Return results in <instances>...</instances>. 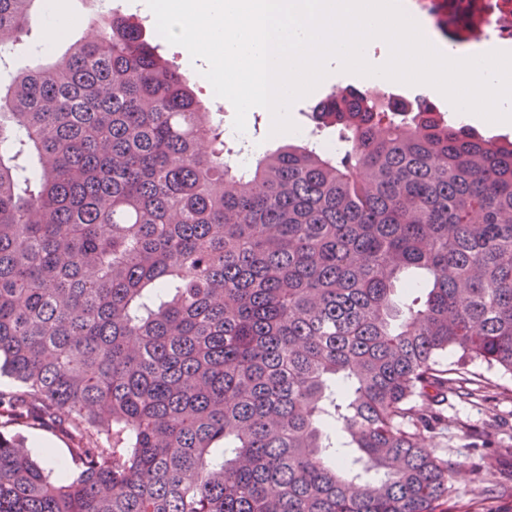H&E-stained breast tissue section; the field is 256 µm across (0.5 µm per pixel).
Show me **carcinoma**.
Wrapping results in <instances>:
<instances>
[{"instance_id": "cac0c4a2", "label": "carcinoma", "mask_w": 512, "mask_h": 512, "mask_svg": "<svg viewBox=\"0 0 512 512\" xmlns=\"http://www.w3.org/2000/svg\"><path fill=\"white\" fill-rule=\"evenodd\" d=\"M40 0H0V64ZM0 84V512H444L425 448L512 373V140L333 89L246 170L135 18ZM421 271L422 303L396 300ZM456 354L446 366L441 358ZM2 425L1 432L14 434H21L29 452L32 453L38 461L44 463L48 470L54 469L53 476L58 474V466L63 464L64 461L70 460V455L67 448H70L68 439L60 433L48 431L37 425L17 426L4 424V419H0ZM36 446H46L51 457L45 456L40 448ZM38 448V449H35ZM53 471V470H52Z\"/></svg>"}]
</instances>
